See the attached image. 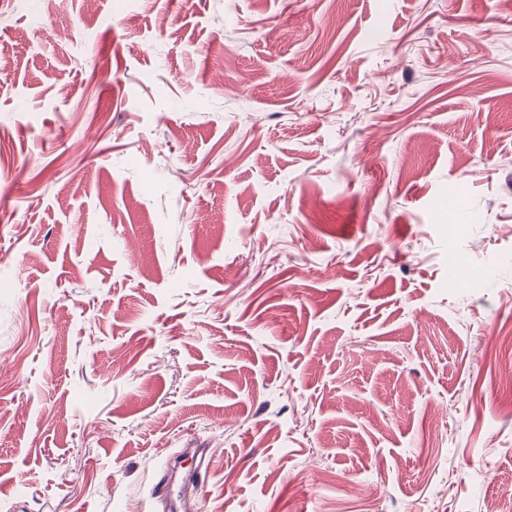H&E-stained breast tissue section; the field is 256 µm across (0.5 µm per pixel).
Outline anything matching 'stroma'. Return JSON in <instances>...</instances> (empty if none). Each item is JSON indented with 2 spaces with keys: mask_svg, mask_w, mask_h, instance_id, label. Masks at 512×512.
Returning <instances> with one entry per match:
<instances>
[{
  "mask_svg": "<svg viewBox=\"0 0 512 512\" xmlns=\"http://www.w3.org/2000/svg\"><path fill=\"white\" fill-rule=\"evenodd\" d=\"M501 331L503 0H0V512H489ZM153 493L159 503L170 502L171 510L174 512H196L198 510L195 498L186 494L171 478L159 480Z\"/></svg>",
  "mask_w": 512,
  "mask_h": 512,
  "instance_id": "35a3bbf8",
  "label": "stroma"
}]
</instances>
